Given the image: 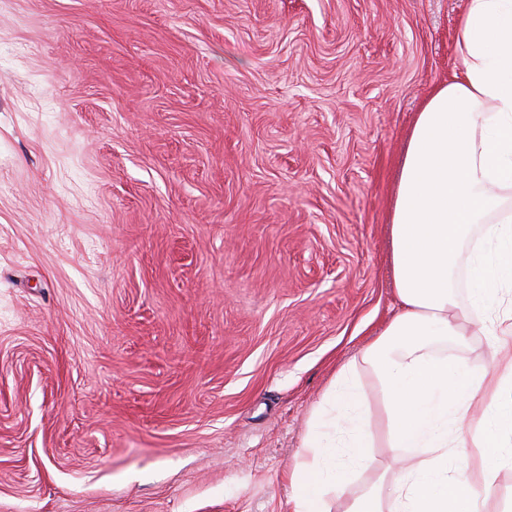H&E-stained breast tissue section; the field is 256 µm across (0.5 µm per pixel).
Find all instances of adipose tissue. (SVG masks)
<instances>
[{
	"label": "adipose tissue",
	"mask_w": 512,
	"mask_h": 512,
	"mask_svg": "<svg viewBox=\"0 0 512 512\" xmlns=\"http://www.w3.org/2000/svg\"><path fill=\"white\" fill-rule=\"evenodd\" d=\"M456 46L461 73L417 112L391 211L399 311L317 409L289 478L294 512H501L483 490L512 467V303L487 319L489 370L469 375L436 346L464 340L473 308L512 289V0H468ZM477 224L495 252L472 259L468 309L454 275ZM365 371L383 394L393 472L371 451ZM356 472L370 481L341 501Z\"/></svg>",
	"instance_id": "obj_1"
}]
</instances>
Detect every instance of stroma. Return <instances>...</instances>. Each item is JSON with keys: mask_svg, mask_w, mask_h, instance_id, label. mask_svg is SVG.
Instances as JSON below:
<instances>
[{"mask_svg": "<svg viewBox=\"0 0 512 512\" xmlns=\"http://www.w3.org/2000/svg\"><path fill=\"white\" fill-rule=\"evenodd\" d=\"M467 2L0 0V512H294Z\"/></svg>", "mask_w": 512, "mask_h": 512, "instance_id": "stroma-1", "label": "stroma"}]
</instances>
